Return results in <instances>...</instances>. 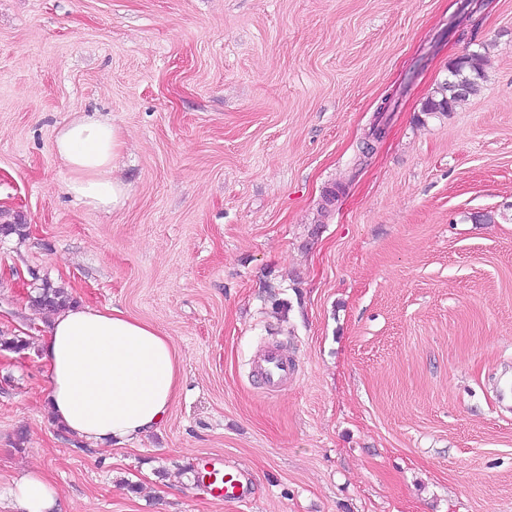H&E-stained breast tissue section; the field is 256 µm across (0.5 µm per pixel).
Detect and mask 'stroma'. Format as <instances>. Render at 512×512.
<instances>
[{"mask_svg": "<svg viewBox=\"0 0 512 512\" xmlns=\"http://www.w3.org/2000/svg\"><path fill=\"white\" fill-rule=\"evenodd\" d=\"M477 94L425 113L460 57ZM124 134L129 200L63 190L56 131ZM384 130L374 138V127ZM0 512H512V0H0ZM182 358L161 429L48 410L43 284ZM265 346L298 366L251 372ZM249 496L213 495L214 465ZM253 370L267 388L280 391L295 374L294 360L282 350L271 348L262 352L253 362ZM15 512H56L58 491L42 474L29 471L13 482Z\"/></svg>", "mask_w": 512, "mask_h": 512, "instance_id": "1", "label": "stroma"}]
</instances>
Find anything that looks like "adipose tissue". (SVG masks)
Returning <instances> with one entry per match:
<instances>
[{"instance_id":"adipose-tissue-1","label":"adipose tissue","mask_w":512,"mask_h":512,"mask_svg":"<svg viewBox=\"0 0 512 512\" xmlns=\"http://www.w3.org/2000/svg\"><path fill=\"white\" fill-rule=\"evenodd\" d=\"M123 145L110 121L79 117L58 129L52 149L68 193L88 207L116 211L128 192L115 176ZM49 399L57 422L90 442L131 441L166 419L181 381L169 336L116 308L74 304L54 312L41 342ZM16 512H54L58 491L42 474L13 483Z\"/></svg>"}]
</instances>
